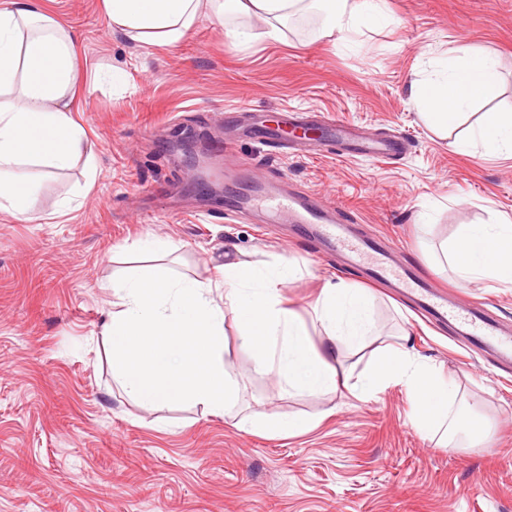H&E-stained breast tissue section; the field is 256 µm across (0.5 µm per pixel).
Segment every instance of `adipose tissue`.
<instances>
[{"instance_id": "adipose-tissue-1", "label": "adipose tissue", "mask_w": 512, "mask_h": 512, "mask_svg": "<svg viewBox=\"0 0 512 512\" xmlns=\"http://www.w3.org/2000/svg\"><path fill=\"white\" fill-rule=\"evenodd\" d=\"M107 20L128 39L174 48L209 20L233 43L256 38L247 18L267 23L266 37L278 39L291 15L317 11L321 33L353 41L366 29L388 25L383 0H103ZM499 81L496 58L460 44L441 71L413 82L411 93L426 124L448 129L471 103L488 96ZM81 85L74 41L39 0H11L0 9V211L31 221L38 187L28 167L66 169L91 165L94 145L73 116ZM484 154L512 158V110L491 113L471 132ZM167 242L146 238L127 246L136 269L113 280L118 297L101 331L112 352L113 377L133 402L163 408L190 403L203 413L223 414L239 392L224 364V304L233 305L241 344L258 370L276 374L288 389L330 393L338 385L335 351L356 347L376 331L370 300L356 288L326 289L315 309L326 336L324 354H313L305 323L283 305L282 291L293 276L287 260L260 268L247 261L224 266V300L216 302L213 281L173 274L148 257L167 255ZM457 279L468 285L512 282V218L465 225L444 251ZM392 383L412 396V421L422 432L458 434L477 441V421L451 414L456 385L436 365L397 345L381 348L367 369L348 384L366 400Z\"/></svg>"}]
</instances>
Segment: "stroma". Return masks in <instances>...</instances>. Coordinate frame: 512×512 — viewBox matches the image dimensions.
Listing matches in <instances>:
<instances>
[{"label":"stroma","mask_w":512,"mask_h":512,"mask_svg":"<svg viewBox=\"0 0 512 512\" xmlns=\"http://www.w3.org/2000/svg\"><path fill=\"white\" fill-rule=\"evenodd\" d=\"M45 6L74 37L86 86L75 118L95 144L97 176L88 190L82 166L49 176L31 168L38 220L0 212V512H512V375L388 289H371L377 333L363 350L340 349L339 369L358 375L373 349L403 343L454 377V411L486 419L485 445L438 447L411 423L400 384L367 402L342 387L286 391L275 374L255 370L229 306L224 363L239 393L221 415L128 400L100 335L115 300L110 284L126 268L123 247L153 237L171 244L173 272L201 280L219 279L227 262L288 257L295 275L284 305L322 352L320 291L329 282L363 287L360 274L338 256H316L285 225L243 223L213 208L196 181L217 159L236 170L233 189L250 188L255 174L322 198L355 232L385 239L399 264L488 304L512 332V283L460 284L430 254L462 225L512 217V158L451 148L486 113L512 107V0H388L392 24L354 44L319 37L315 14L287 23L278 40L254 22L259 37L247 46L205 22L173 49L113 33L102 0ZM462 42L497 57L501 78L442 134L420 119L408 85ZM244 105L322 112L375 136L399 135L406 149L381 162L249 140L222 148L225 113ZM188 129L210 147L195 165L177 148ZM64 198L70 210H59ZM254 412L317 425L278 438L239 430Z\"/></svg>","instance_id":"obj_1"}]
</instances>
